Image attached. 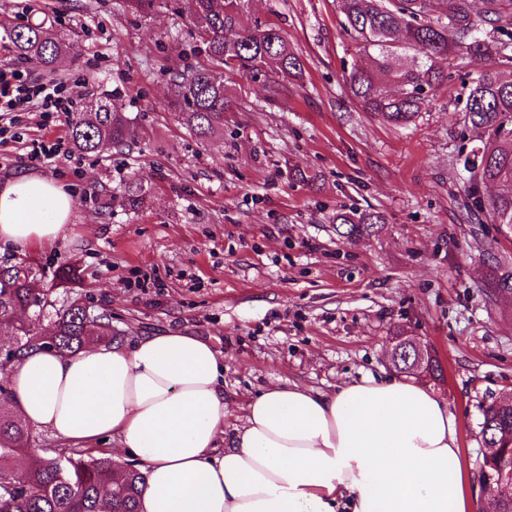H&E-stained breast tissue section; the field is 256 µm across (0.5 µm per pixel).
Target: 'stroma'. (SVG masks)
<instances>
[{"mask_svg": "<svg viewBox=\"0 0 512 512\" xmlns=\"http://www.w3.org/2000/svg\"><path fill=\"white\" fill-rule=\"evenodd\" d=\"M249 20L283 27L304 65L269 98L228 72L233 99L208 139L184 124L165 73L207 64L192 0L155 14L124 0H0V69H30L4 35L30 22L69 34L78 56L54 77L83 101L114 99L134 121L126 148L69 151L39 175L70 189L58 242L1 252L0 266L37 260L82 272V295L112 311L120 341L178 330L224 358L233 409L284 381L317 391L392 373L396 333L434 345L445 369L430 381L458 421L459 464L473 475L482 409L512 392V297L492 279L512 272V227L471 219L465 154L482 130L461 109L479 63L458 55L412 123L362 111L344 80L371 57L346 31L339 0H242ZM68 121L25 113L0 144V174L30 171L25 140L69 143ZM313 175L296 181L292 170ZM146 194L122 204L132 181ZM374 211L369 237L336 233L342 211Z\"/></svg>", "mask_w": 512, "mask_h": 512, "instance_id": "1", "label": "stroma"}]
</instances>
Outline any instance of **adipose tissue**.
<instances>
[{
	"mask_svg": "<svg viewBox=\"0 0 512 512\" xmlns=\"http://www.w3.org/2000/svg\"><path fill=\"white\" fill-rule=\"evenodd\" d=\"M73 205L54 181L13 175L0 186V244H54ZM223 374L220 353L180 331L74 355L35 349L4 372L32 430L80 447L111 435L115 464L144 463L138 512H467L457 420L424 385L278 383L230 429Z\"/></svg>",
	"mask_w": 512,
	"mask_h": 512,
	"instance_id": "obj_1",
	"label": "adipose tissue"
}]
</instances>
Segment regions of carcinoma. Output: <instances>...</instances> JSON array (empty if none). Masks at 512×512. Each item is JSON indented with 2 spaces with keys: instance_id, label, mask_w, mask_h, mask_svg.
Masks as SVG:
<instances>
[{
  "instance_id": "cac0c4a2",
  "label": "carcinoma",
  "mask_w": 512,
  "mask_h": 512,
  "mask_svg": "<svg viewBox=\"0 0 512 512\" xmlns=\"http://www.w3.org/2000/svg\"><path fill=\"white\" fill-rule=\"evenodd\" d=\"M444 6L433 20L435 2ZM476 12L471 0H341L345 26L366 51H373L374 67L356 68L347 79L349 89L365 112L402 125L421 112L427 91L445 78L443 63L460 52L484 66L469 89L463 112L472 126L486 134L470 151L464 167L470 173L467 207L487 213L496 224L512 226V81L500 78L496 61L512 63V0H484ZM195 11L205 34L209 66L168 74L173 105L199 138L224 125L231 100L224 87V70L262 82L273 98L284 91V81L302 72V62L283 30L276 24L243 21L241 0H195ZM490 31H485L486 26ZM11 49L46 70L63 54L77 51L64 33L52 34L41 23L7 33ZM393 82L395 92L383 85ZM73 147L84 153L128 146L131 121L111 99H98L69 119ZM500 183L509 191L484 200L483 186ZM382 215L367 211L336 215V233L352 239L377 232ZM34 261L5 267L0 273V330L9 333L7 347L16 360L33 348L70 355L93 345H109L112 315L101 307L94 317L83 298L58 300L79 284L80 270L64 263L52 272ZM51 320L43 333V321ZM481 442L498 447L482 457L477 469H505L512 480V408L497 401L483 409ZM34 437L22 414L12 406L8 386L0 385V512H101V494L109 493L112 512H137L143 473L125 465L116 473L106 450L87 455L65 448H45L23 473H14L17 459L29 452Z\"/></svg>"
}]
</instances>
